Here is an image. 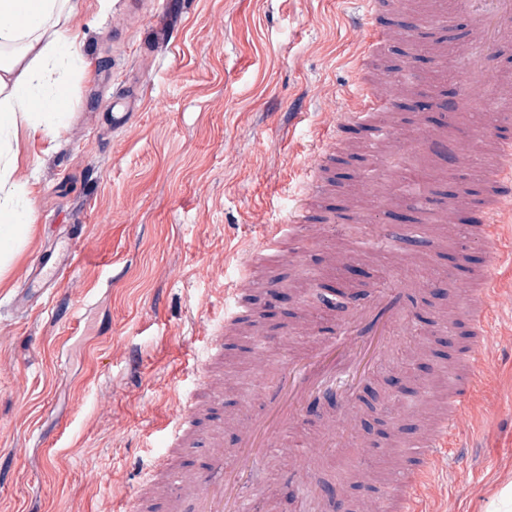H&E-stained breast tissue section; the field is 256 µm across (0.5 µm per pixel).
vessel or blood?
Masks as SVG:
<instances>
[{
  "label": "vessel or blood",
  "instance_id": "b4317fda",
  "mask_svg": "<svg viewBox=\"0 0 512 512\" xmlns=\"http://www.w3.org/2000/svg\"><path fill=\"white\" fill-rule=\"evenodd\" d=\"M358 3L360 25L367 31L360 66L368 77L356 84L355 96L360 107L345 113L344 119L349 123L365 121L371 114L394 107L395 102L389 97L394 78L380 73L379 68L387 48L396 39H404L418 50L428 46L427 41L418 37L416 29L404 27V0H358ZM460 13L470 20V43L475 51H482L484 45L512 35V0H450L447 9L425 17L423 24L449 36L453 33L455 17ZM501 79L497 70L486 66L460 73L461 96L475 107L491 108V100L475 95L474 89L480 83ZM496 120L498 161L471 183L466 195L469 206L481 215L480 224L473 227V236L483 245L488 260L512 262V253H504L499 246L501 208L504 202L512 201V112H497ZM483 136V131L475 130L468 139H452L449 164L464 169L467 141ZM394 138L392 124L375 122L369 130L365 150L369 156H376L379 149ZM324 193V185L312 181L288 223L266 225L260 242L245 250L242 261L248 271L224 288V325L209 341L207 362L223 360L225 339L241 333L243 323L259 318V311L248 302L252 271L287 255L290 229H314L318 221L317 202ZM79 247L80 241L76 238L64 244L66 260L46 270L47 282H57L69 271V262L75 259ZM453 274L464 285L462 318L469 334L457 356L458 374L440 412L424 420L422 432L411 438L412 451L402 466V479L382 504V512H413L416 496L425 492L429 480L434 479L444 442L464 413L468 394L481 378L483 352L491 336V305L499 288L486 264L476 266L464 259L456 263ZM405 314L403 293L399 290L356 306L350 318L337 323L332 335L320 340L310 354L289 362L280 371L277 382L265 396L261 411L249 409L241 413L234 448L224 450L220 432H213L211 450L199 468L183 470L174 465L173 456L195 444L202 426L203 409L199 403H191L171 422L165 436L170 443L169 452L154 462L137 498L129 505L131 512H149L157 500L164 503L167 512H247L244 476L260 468L269 448L285 438L301 407L315 403L327 382L339 380L341 406L344 411L352 410L360 385L391 353L393 337ZM364 322L372 325L374 336L366 350L351 349L349 341L357 326Z\"/></svg>",
  "mask_w": 512,
  "mask_h": 512
}]
</instances>
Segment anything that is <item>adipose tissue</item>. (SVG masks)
I'll use <instances>...</instances> for the list:
<instances>
[{
    "label": "adipose tissue",
    "mask_w": 512,
    "mask_h": 512,
    "mask_svg": "<svg viewBox=\"0 0 512 512\" xmlns=\"http://www.w3.org/2000/svg\"><path fill=\"white\" fill-rule=\"evenodd\" d=\"M77 0H0V271L30 237V184L16 180L18 128L56 135L67 119L62 71L82 65L74 48Z\"/></svg>",
    "instance_id": "obj_1"
}]
</instances>
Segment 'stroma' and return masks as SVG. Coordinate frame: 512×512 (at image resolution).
Returning <instances> with one entry per match:
<instances>
[{
	"instance_id": "obj_1",
	"label": "stroma",
	"mask_w": 512,
	"mask_h": 512,
	"mask_svg": "<svg viewBox=\"0 0 512 512\" xmlns=\"http://www.w3.org/2000/svg\"><path fill=\"white\" fill-rule=\"evenodd\" d=\"M125 0L100 11L80 0L75 47L87 72L67 75V126L54 139L17 134L15 177L34 179V234L0 278V457L13 458V477L0 482V512H119L141 487L160 451L161 427L202 391L209 372L200 351L224 323V286L237 279L236 255L256 243L263 223H281L302 195L309 165L336 133V116L354 109L353 57L361 35L352 8L338 0ZM170 40L147 47L156 22ZM456 38L442 62H414L421 83H407L403 105L386 118L401 134L431 120L413 111L418 100L454 102L455 77L468 65L469 21L455 19ZM137 91L127 123L113 127L109 105L119 87ZM292 110L304 112L299 125ZM344 147L323 174L324 235L297 238L298 251L260 270L250 297L264 308V281L287 293L272 315L247 330L268 337L264 357L224 342L220 422L225 448L235 442L244 403L259 407L280 365L317 343L304 328V301L335 282L329 250L346 254L353 302L374 286L405 279L417 259L433 287L406 294L418 319L404 324L394 361L367 379L352 424L336 402L302 409L295 434L317 435L319 417L336 418L325 462L305 469L287 441L274 444L253 492L263 512H297L303 481L319 491L317 512H336L341 499L382 501L401 478L402 440L414 434L422 401L441 396L457 372L462 343L449 260L481 259L472 212L452 224H416L407 216L418 196L399 195L384 212L337 184L364 156L365 131L346 129ZM448 168V156L418 154L416 168L440 193L480 174ZM396 235L397 254L364 255L357 243L375 232ZM81 234L68 282L26 287L44 249ZM502 296L493 305L487 372L454 433L461 455L448 477L434 482L428 512H486L512 481V268L493 264ZM137 353L138 367L128 356ZM401 379L411 394L396 392ZM293 476L280 495L266 487Z\"/></svg>"
}]
</instances>
